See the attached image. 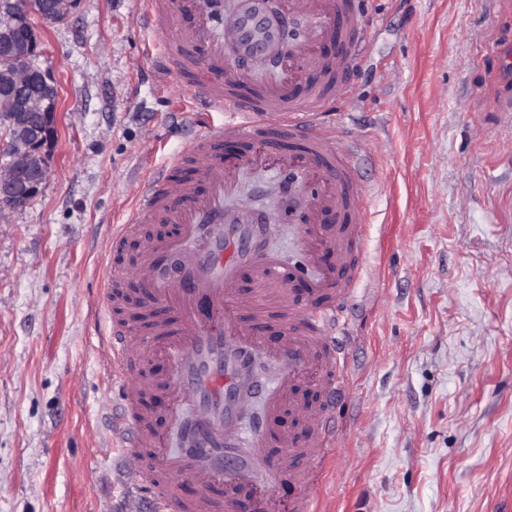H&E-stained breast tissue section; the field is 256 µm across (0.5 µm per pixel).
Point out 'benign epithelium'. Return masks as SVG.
<instances>
[{"instance_id":"benign-epithelium-1","label":"benign epithelium","mask_w":512,"mask_h":512,"mask_svg":"<svg viewBox=\"0 0 512 512\" xmlns=\"http://www.w3.org/2000/svg\"><path fill=\"white\" fill-rule=\"evenodd\" d=\"M79 0H0V221L35 198L48 177L57 84L36 63L31 18L66 21Z\"/></svg>"}]
</instances>
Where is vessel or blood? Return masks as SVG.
Returning <instances> with one entry per match:
<instances>
[{
    "label": "vessel or blood",
    "instance_id": "1",
    "mask_svg": "<svg viewBox=\"0 0 512 512\" xmlns=\"http://www.w3.org/2000/svg\"><path fill=\"white\" fill-rule=\"evenodd\" d=\"M266 0H238L213 37L209 0H146L142 22L165 28L167 63L180 68L203 105L229 115L222 127L199 137L187 157L197 159L199 181L170 189L166 172L142 183L130 221L117 225L112 248L120 250L139 225H178L176 236L155 241L141 256L133 276L158 311L143 355L165 360L156 378L163 397L166 431L153 425L155 411L141 406V392L129 381L134 356L129 323L111 321L99 343L109 350L107 364L116 404L112 432L124 449L130 512L151 499L152 512H240L259 489L274 491L286 470L277 448L296 446L279 429L284 412L317 417L322 408L303 402L298 385L314 365L344 367L345 354L333 335L339 301H323L334 283L353 278L351 264L362 222L355 189L354 161L336 148L327 106L348 98L342 78L367 54L373 32L364 21V0H280L279 17H269ZM192 16L186 26L180 16ZM310 19L292 59L264 82H255L252 63L278 46L281 20ZM337 43L340 53L322 47ZM254 92L243 98L241 86ZM289 141L280 164L313 193L299 196L301 265L260 249L270 233L252 224L244 208L227 210L238 193L241 168L257 164L276 143ZM244 153L225 159L224 146ZM310 275L309 305L297 304L288 279ZM280 314L281 330L269 341L267 310ZM247 441H240L242 425ZM334 435L318 427L303 454L322 461Z\"/></svg>",
    "mask_w": 512,
    "mask_h": 512
}]
</instances>
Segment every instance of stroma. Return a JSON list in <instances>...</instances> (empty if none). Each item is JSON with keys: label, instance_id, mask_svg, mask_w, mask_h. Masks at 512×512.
Segmentation results:
<instances>
[{"label": "stroma", "instance_id": "1", "mask_svg": "<svg viewBox=\"0 0 512 512\" xmlns=\"http://www.w3.org/2000/svg\"><path fill=\"white\" fill-rule=\"evenodd\" d=\"M144 0L37 23L60 91L40 194L0 223V512H124L96 337L112 227L138 185L224 121L165 70ZM374 41L333 120L366 182L363 270L340 308L336 452L274 499L320 512H512V0H369ZM284 175L246 171L275 212Z\"/></svg>", "mask_w": 512, "mask_h": 512}]
</instances>
